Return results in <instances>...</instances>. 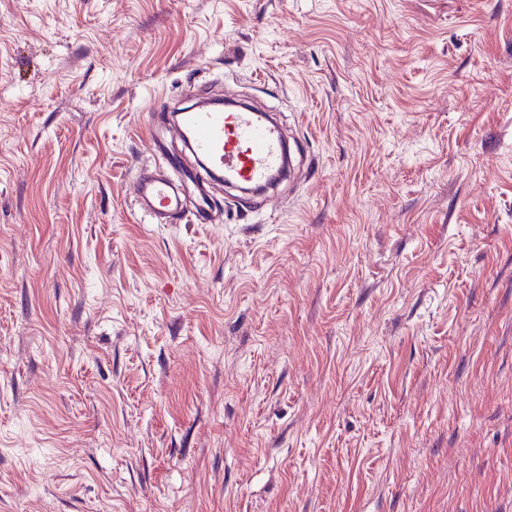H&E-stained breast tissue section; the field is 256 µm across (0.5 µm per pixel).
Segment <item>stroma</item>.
Masks as SVG:
<instances>
[{
	"label": "stroma",
	"instance_id": "obj_1",
	"mask_svg": "<svg viewBox=\"0 0 512 512\" xmlns=\"http://www.w3.org/2000/svg\"><path fill=\"white\" fill-rule=\"evenodd\" d=\"M207 91L294 174L147 223ZM0 512H512V0H0ZM129 194L133 207L151 224H168L181 218L186 210L182 182L174 183L156 165L136 167Z\"/></svg>",
	"mask_w": 512,
	"mask_h": 512
}]
</instances>
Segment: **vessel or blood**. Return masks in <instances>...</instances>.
Segmentation results:
<instances>
[{
    "label": "vessel or blood",
    "instance_id": "1",
    "mask_svg": "<svg viewBox=\"0 0 512 512\" xmlns=\"http://www.w3.org/2000/svg\"><path fill=\"white\" fill-rule=\"evenodd\" d=\"M178 122L209 174L261 188L286 165L288 149L280 127L253 108L198 106L182 112ZM129 194L133 207L153 224L181 218L186 210L182 185L157 166L136 168Z\"/></svg>",
    "mask_w": 512,
    "mask_h": 512
}]
</instances>
